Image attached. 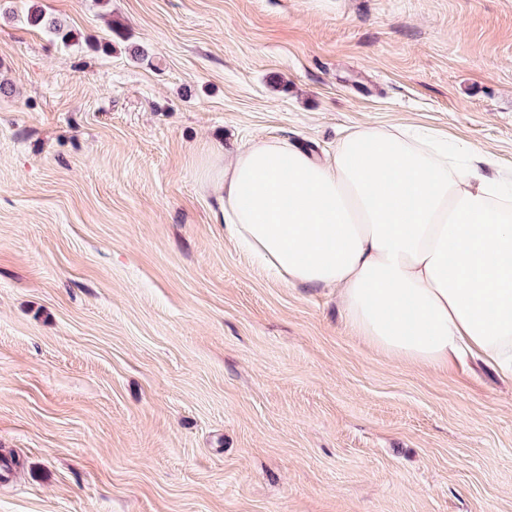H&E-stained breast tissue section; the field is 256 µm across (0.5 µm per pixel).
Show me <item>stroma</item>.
<instances>
[{"mask_svg":"<svg viewBox=\"0 0 512 512\" xmlns=\"http://www.w3.org/2000/svg\"><path fill=\"white\" fill-rule=\"evenodd\" d=\"M391 122L512 169V0H0V512H512L511 381L215 217L217 154ZM28 21L33 26L43 27L48 29L58 41L64 45H68L70 40L73 38L72 33L64 29V26L55 19L46 18V16L40 10L31 11L28 13Z\"/></svg>","mask_w":512,"mask_h":512,"instance_id":"1","label":"stroma"}]
</instances>
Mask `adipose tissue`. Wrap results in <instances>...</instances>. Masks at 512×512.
Masks as SVG:
<instances>
[{
	"label": "adipose tissue",
	"mask_w": 512,
	"mask_h": 512,
	"mask_svg": "<svg viewBox=\"0 0 512 512\" xmlns=\"http://www.w3.org/2000/svg\"><path fill=\"white\" fill-rule=\"evenodd\" d=\"M405 124L320 160L266 138L209 182L225 229L275 279L336 289L372 347L424 366L478 356L512 380V179Z\"/></svg>",
	"instance_id": "ef3b65f1"
}]
</instances>
